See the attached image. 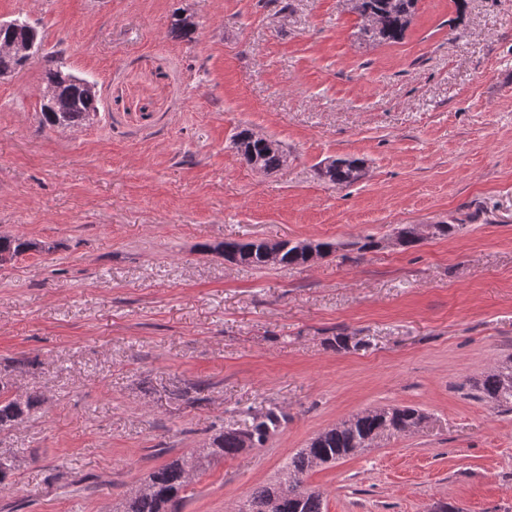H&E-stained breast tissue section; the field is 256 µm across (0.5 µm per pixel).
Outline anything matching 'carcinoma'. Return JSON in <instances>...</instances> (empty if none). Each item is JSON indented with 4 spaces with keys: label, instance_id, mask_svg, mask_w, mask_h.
Wrapping results in <instances>:
<instances>
[{
    "label": "carcinoma",
    "instance_id": "obj_1",
    "mask_svg": "<svg viewBox=\"0 0 512 512\" xmlns=\"http://www.w3.org/2000/svg\"><path fill=\"white\" fill-rule=\"evenodd\" d=\"M351 10L358 17H370L374 25L359 26L358 33L368 44L398 43L404 39L415 13L417 0H348ZM31 28L25 19L17 18L0 37L24 39ZM171 34L183 40H192L194 24L176 13L171 23ZM64 50L44 55L46 63L42 85H47L62 75ZM83 79L66 85L53 99L40 102V124L49 127H79L89 122V115L99 112L98 98L86 95ZM233 145L243 162L260 166L268 173L284 167L281 151L270 149L265 141L243 128L233 137ZM364 171L363 162L357 158L332 160L331 166L320 171V176L333 184L348 186L357 182ZM44 249L35 241L0 236V263L11 261L28 252ZM279 264L302 266L304 256L296 245L288 240L281 242ZM220 253L233 263L255 268L267 266L262 243L258 241H226L220 245ZM480 399L504 411L512 410V363L494 369L479 379L470 381ZM38 405V399L30 395L20 398L6 378L0 377V431L9 430L24 422ZM423 413L410 406L384 407L357 416L353 425L342 424L329 428L314 437L307 447L300 449L290 460L280 477L252 491L240 512H324L319 492L309 487L300 495L284 494L281 483L289 478H304L320 463H331L351 454L354 448L368 447V441L384 433L386 436H402L405 431L421 420ZM245 427H229L214 436L209 446L189 456L175 458L152 471L145 484L123 502L122 512H166L176 508L185 498L193 474L201 471L215 459L231 458L244 451V443L261 448L282 425L283 416L269 409L261 412L247 411Z\"/></svg>",
    "mask_w": 512,
    "mask_h": 512
}]
</instances>
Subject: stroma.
<instances>
[{
    "label": "stroma",
    "mask_w": 512,
    "mask_h": 512,
    "mask_svg": "<svg viewBox=\"0 0 512 512\" xmlns=\"http://www.w3.org/2000/svg\"><path fill=\"white\" fill-rule=\"evenodd\" d=\"M17 17L100 105L44 128L42 56L0 79V235L46 246L0 263V373L41 399L0 432V512H116L277 409L177 510L236 512L321 431L397 405L426 424L308 474L325 512H512V412L467 384L512 358V0H418L404 40L374 46L346 0H0ZM243 127L287 167L245 165ZM337 157L363 179L319 180ZM247 238L335 249L263 269L214 251ZM283 421V416L272 409L247 411L244 428H225L211 439L207 448L175 458L152 471L145 484L126 498L121 512H173L166 511L169 507L176 511L194 473L212 460L235 457L247 448L263 447Z\"/></svg>",
    "instance_id": "stroma-1"
}]
</instances>
